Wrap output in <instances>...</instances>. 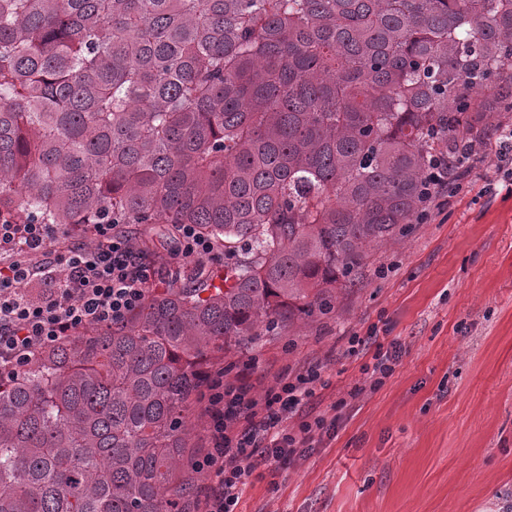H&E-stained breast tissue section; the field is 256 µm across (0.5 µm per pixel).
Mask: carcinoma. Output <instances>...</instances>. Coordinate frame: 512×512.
<instances>
[{"label":"carcinoma","mask_w":512,"mask_h":512,"mask_svg":"<svg viewBox=\"0 0 512 512\" xmlns=\"http://www.w3.org/2000/svg\"><path fill=\"white\" fill-rule=\"evenodd\" d=\"M512 118V0H0V221L193 224V273L0 383V512H185L187 419Z\"/></svg>","instance_id":"obj_1"}]
</instances>
